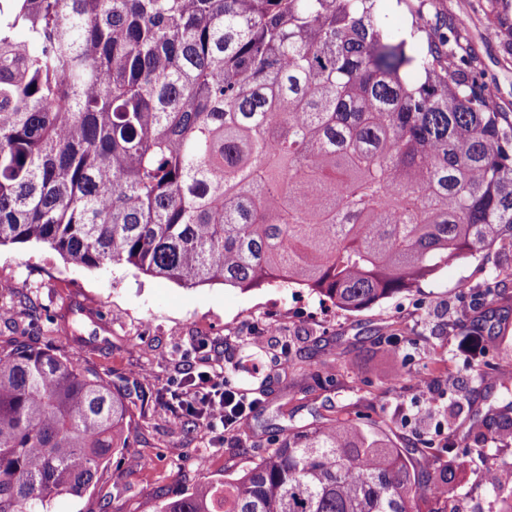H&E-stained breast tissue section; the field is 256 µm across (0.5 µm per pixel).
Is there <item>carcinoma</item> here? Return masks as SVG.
I'll return each instance as SVG.
<instances>
[{
  "instance_id": "cac0c4a2",
  "label": "carcinoma",
  "mask_w": 512,
  "mask_h": 512,
  "mask_svg": "<svg viewBox=\"0 0 512 512\" xmlns=\"http://www.w3.org/2000/svg\"><path fill=\"white\" fill-rule=\"evenodd\" d=\"M404 0H0V245L187 286L368 308L512 245V125ZM426 43L417 53L414 46ZM494 288L472 331L493 339ZM468 435L512 434V378ZM137 383L0 349V512H58L125 445ZM412 462L342 408L155 512H448L472 459ZM495 512L512 479L487 476Z\"/></svg>"
}]
</instances>
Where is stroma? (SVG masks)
<instances>
[{
  "label": "stroma",
  "mask_w": 512,
  "mask_h": 512,
  "mask_svg": "<svg viewBox=\"0 0 512 512\" xmlns=\"http://www.w3.org/2000/svg\"><path fill=\"white\" fill-rule=\"evenodd\" d=\"M448 20L471 49L497 110L512 122V0H406L398 18ZM500 271L507 318L486 363H468L465 343L482 312L475 296ZM0 346L24 341L93 369L102 379L142 377L148 396L127 420L128 446L94 486L62 512H154L198 484L220 483L258 462L291 422L318 423L339 406L359 408L398 447L421 459L449 427L486 410L512 371V248L494 245L413 288L358 312L304 288H187L122 264L89 269L43 244L0 246ZM219 372L254 400L231 432L178 419L175 394L188 370ZM456 489L457 512H493L487 470L512 469V439L478 453Z\"/></svg>",
  "instance_id": "obj_1"
}]
</instances>
